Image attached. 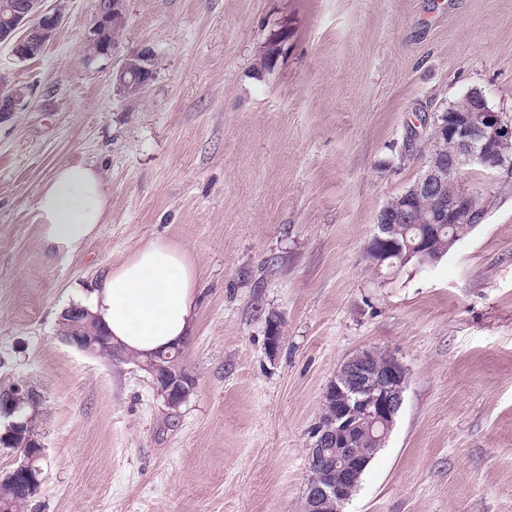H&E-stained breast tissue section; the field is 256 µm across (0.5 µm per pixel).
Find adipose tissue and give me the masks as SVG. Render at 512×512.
Listing matches in <instances>:
<instances>
[{
  "label": "adipose tissue",
  "mask_w": 512,
  "mask_h": 512,
  "mask_svg": "<svg viewBox=\"0 0 512 512\" xmlns=\"http://www.w3.org/2000/svg\"><path fill=\"white\" fill-rule=\"evenodd\" d=\"M107 208L102 177L91 165L58 167L40 189L35 210L48 253L66 257L98 232ZM196 262L163 239L130 252L80 298L112 342L139 357L183 341L195 317Z\"/></svg>",
  "instance_id": "1"
}]
</instances>
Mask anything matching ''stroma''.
Instances as JSON below:
<instances>
[{
	"label": "stroma",
	"instance_id": "obj_1",
	"mask_svg": "<svg viewBox=\"0 0 512 512\" xmlns=\"http://www.w3.org/2000/svg\"><path fill=\"white\" fill-rule=\"evenodd\" d=\"M96 5L43 0L61 22L36 58L0 43V78L28 90L0 119V387L40 393L45 446L20 512H301L323 392L365 347L394 352L408 386L343 512H512V173L465 172L487 212L434 265L366 254L434 113L478 91L512 120V0H125L91 58ZM141 47L155 73L133 98L113 74ZM78 163L108 207L64 260L35 199ZM159 237L198 265L180 357L196 385L175 411L136 361L57 334Z\"/></svg>",
	"mask_w": 512,
	"mask_h": 512
}]
</instances>
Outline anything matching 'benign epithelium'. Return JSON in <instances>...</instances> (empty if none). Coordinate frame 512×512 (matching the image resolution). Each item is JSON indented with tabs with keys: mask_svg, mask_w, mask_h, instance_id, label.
<instances>
[{
	"mask_svg": "<svg viewBox=\"0 0 512 512\" xmlns=\"http://www.w3.org/2000/svg\"><path fill=\"white\" fill-rule=\"evenodd\" d=\"M9 9L12 15L43 34H49L60 24L59 15L40 8V0H14ZM125 15L124 0H100L92 26L93 37L100 36L111 16ZM154 51L141 48L132 51L115 72L119 90L127 86L126 77L138 70L143 72L139 86L146 88L154 77ZM471 106L464 112H437L432 120V138L435 151L424 164V170L416 183L399 196L397 202H389L380 211L378 232L372 242L385 245L388 235L394 233L393 225L404 222L407 204L421 194L433 197L439 213H448L450 224L477 226L468 206L470 192L464 188L453 197L443 194L447 181L460 184L461 176L469 169L486 171L507 169L512 172V161L496 152L497 145L512 139V124L487 106L484 97L473 92L465 96ZM451 137L457 147L452 157L443 154L442 141ZM84 309L72 305L61 316L64 329L61 340L87 353L95 352L94 340L88 336L81 318ZM364 349L347 357L326 386L323 402L335 405L336 412L319 419L312 434L308 455L307 472L302 501L305 512H341L342 506L359 487L360 476L371 461L376 449L349 447V434L356 420L365 421L379 432L377 438L386 440L393 429L403 403L408 379L406 368L394 353L389 361L375 369H368ZM155 381L157 394L171 410L179 408L193 392L196 380L182 377L152 359L143 362ZM41 397L33 388L19 381L0 391V418L5 420L4 432H0V446L7 447L15 436L27 435L30 419L39 412ZM30 450L19 456L8 478H26L37 491L45 477L36 465L44 453L41 437L28 435Z\"/></svg>",
	"mask_w": 512,
	"mask_h": 512,
	"instance_id": "7a95c632",
	"label": "benign epithelium"
}]
</instances>
